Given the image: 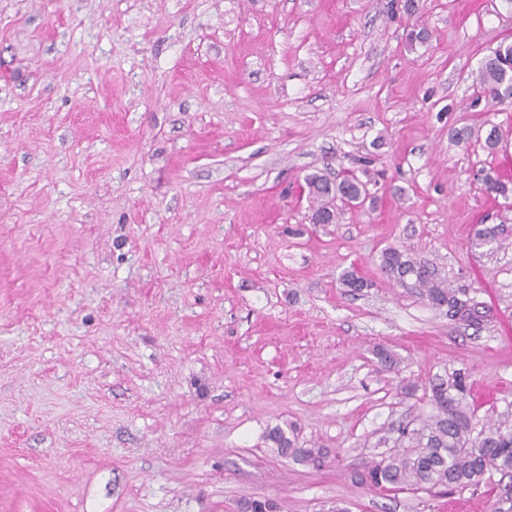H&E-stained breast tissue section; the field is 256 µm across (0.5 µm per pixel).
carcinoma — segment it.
I'll use <instances>...</instances> for the list:
<instances>
[{
	"label": "carcinoma",
	"instance_id": "cac0c4a2",
	"mask_svg": "<svg viewBox=\"0 0 512 512\" xmlns=\"http://www.w3.org/2000/svg\"><path fill=\"white\" fill-rule=\"evenodd\" d=\"M476 82L482 85L491 101L512 104V43H502L481 62ZM486 193L507 197L509 188L498 177L483 174ZM304 183L312 202L311 218L326 215L325 199L357 198L366 194V184L357 176L346 175L331 180L319 172L307 175ZM503 225L484 226L476 231L471 247L480 249L501 246ZM380 267L386 276L406 288H415L435 308H447L462 318L476 322L481 317L479 303L463 299L448 287L435 268L413 257L406 249L389 247L380 256ZM464 373L453 370L438 375L430 383L429 401L433 414L419 426L407 422L396 429L397 437H383L387 446L381 460L371 465L362 483L375 489L414 487L422 490L443 488L448 493L489 484L494 474L512 479V423L501 421L477 426L469 411ZM265 438L278 453L302 464L320 466L327 453L321 448H299L285 431L274 426ZM245 512H277L278 504L256 498L243 503Z\"/></svg>",
	"mask_w": 512,
	"mask_h": 512
}]
</instances>
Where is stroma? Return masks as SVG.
<instances>
[{
	"label": "stroma",
	"mask_w": 512,
	"mask_h": 512,
	"mask_svg": "<svg viewBox=\"0 0 512 512\" xmlns=\"http://www.w3.org/2000/svg\"><path fill=\"white\" fill-rule=\"evenodd\" d=\"M415 3L0 0V512H492L356 478L446 371L512 416V107L475 81L512 7ZM345 169L372 202L311 223L298 182ZM402 246L482 321L390 281ZM503 232V224H495L479 228L472 240L471 247L474 249L489 247L488 250L493 249L494 245H496V247H501V236ZM265 438L277 448L281 456L292 458L302 464L320 466L327 457V452H323L322 448H298L279 426L269 428L266 431Z\"/></svg>",
	"instance_id": "35a3bbf8"
}]
</instances>
